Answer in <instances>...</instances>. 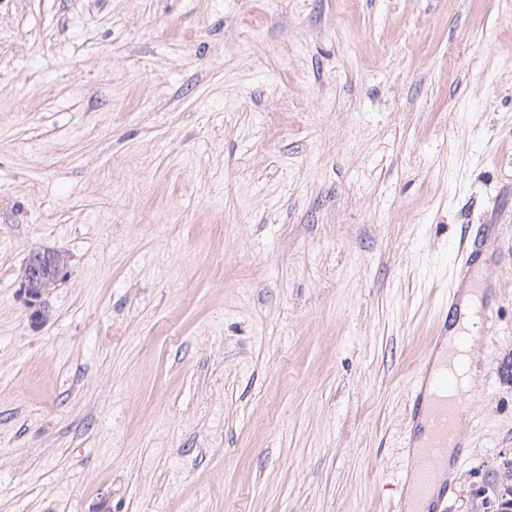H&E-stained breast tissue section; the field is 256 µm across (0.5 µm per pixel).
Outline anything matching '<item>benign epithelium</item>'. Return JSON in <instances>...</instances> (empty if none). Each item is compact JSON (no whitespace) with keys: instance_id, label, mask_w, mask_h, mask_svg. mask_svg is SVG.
<instances>
[{"instance_id":"1","label":"benign epithelium","mask_w":512,"mask_h":512,"mask_svg":"<svg viewBox=\"0 0 512 512\" xmlns=\"http://www.w3.org/2000/svg\"><path fill=\"white\" fill-rule=\"evenodd\" d=\"M66 275L67 261L57 250L45 247L28 253L21 271V293L32 327L38 329L48 321L45 295ZM511 496L512 485L505 484L498 492L497 500L490 502L483 498L476 501L471 512H502V502Z\"/></svg>"}]
</instances>
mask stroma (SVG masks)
Returning a JSON list of instances; mask_svg holds the SVG:
<instances>
[{"mask_svg":"<svg viewBox=\"0 0 512 512\" xmlns=\"http://www.w3.org/2000/svg\"><path fill=\"white\" fill-rule=\"evenodd\" d=\"M467 224L434 512L512 459V0H0V512H390ZM66 275L67 261L57 250L45 247L28 253L21 271L20 290L33 328H41L48 321L44 297Z\"/></svg>","mask_w":512,"mask_h":512,"instance_id":"35a3bbf8","label":"stroma"}]
</instances>
